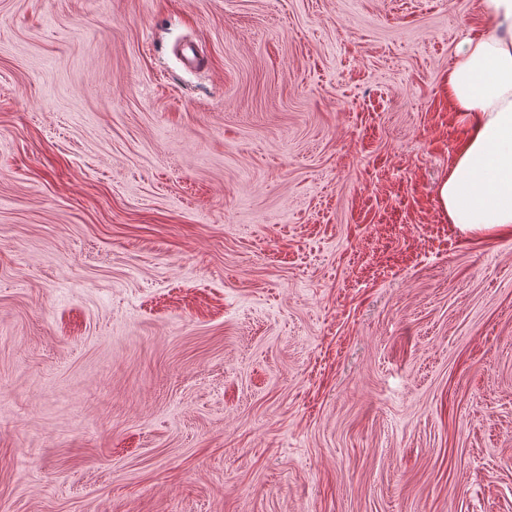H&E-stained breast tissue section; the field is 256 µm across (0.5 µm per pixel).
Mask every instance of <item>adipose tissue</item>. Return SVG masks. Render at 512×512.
Returning <instances> with one entry per match:
<instances>
[{
  "label": "adipose tissue",
  "mask_w": 512,
  "mask_h": 512,
  "mask_svg": "<svg viewBox=\"0 0 512 512\" xmlns=\"http://www.w3.org/2000/svg\"><path fill=\"white\" fill-rule=\"evenodd\" d=\"M495 22L464 32L448 73V98L469 136L438 187L449 223L470 234L512 228V0H481Z\"/></svg>",
  "instance_id": "adipose-tissue-1"
}]
</instances>
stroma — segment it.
<instances>
[{
    "label": "stroma",
    "instance_id": "35a3bbf8",
    "mask_svg": "<svg viewBox=\"0 0 512 512\" xmlns=\"http://www.w3.org/2000/svg\"><path fill=\"white\" fill-rule=\"evenodd\" d=\"M464 29L0 0V512H512V229L437 195Z\"/></svg>",
    "mask_w": 512,
    "mask_h": 512
}]
</instances>
